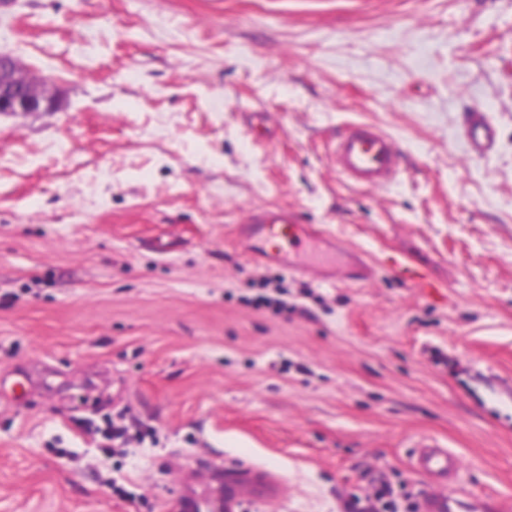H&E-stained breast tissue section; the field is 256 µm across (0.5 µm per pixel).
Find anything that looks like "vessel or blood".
I'll return each mask as SVG.
<instances>
[{"label": "vessel or blood", "mask_w": 512, "mask_h": 512, "mask_svg": "<svg viewBox=\"0 0 512 512\" xmlns=\"http://www.w3.org/2000/svg\"><path fill=\"white\" fill-rule=\"evenodd\" d=\"M336 173L347 184L365 189L382 188L393 183L399 173L400 151L395 140L380 128L367 123H352L337 136L332 148ZM248 237L261 242L258 252L266 261L290 266L292 253L304 250L307 241L320 239L330 249L336 239L317 235L311 225L301 223L288 209L254 208L244 221ZM346 281H371L376 267L356 248H348ZM400 278L427 296L438 295L440 285L426 268L399 259L394 263ZM413 457L415 471L430 478L435 486L420 503V512H512V500L487 501L470 498L457 491L463 471L458 453L433 439H422ZM210 480L199 491L184 496L181 512H243L251 502H271L281 495L277 480L260 468L234 469L223 459L211 461Z\"/></svg>", "instance_id": "1"}]
</instances>
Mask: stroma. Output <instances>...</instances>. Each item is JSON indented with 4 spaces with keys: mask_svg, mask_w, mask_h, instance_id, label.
<instances>
[{
    "mask_svg": "<svg viewBox=\"0 0 512 512\" xmlns=\"http://www.w3.org/2000/svg\"><path fill=\"white\" fill-rule=\"evenodd\" d=\"M1 49L61 107L0 115V512H176L217 456L279 475L263 512L379 479L410 512L422 437L512 498V0H8ZM354 122L398 144L388 187L333 168ZM255 206L374 279L322 281L315 243L302 275L253 261ZM267 278L287 312L255 307ZM112 423L134 439L108 455ZM470 134L471 143L479 152L493 139V130L479 113H475L472 117ZM344 248L348 254V261L345 265L339 267L344 274L345 281L353 283L371 281L376 271L374 261L372 259L367 260L364 254L356 248ZM393 266L405 283L414 288H420L427 296L434 297L438 295L440 288H444L422 266L411 264L403 259L394 260Z\"/></svg>",
    "mask_w": 512,
    "mask_h": 512,
    "instance_id": "1",
    "label": "stroma"
}]
</instances>
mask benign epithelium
Instances as JSON below:
<instances>
[{"label":"benign epithelium","instance_id":"7a95c632","mask_svg":"<svg viewBox=\"0 0 512 512\" xmlns=\"http://www.w3.org/2000/svg\"><path fill=\"white\" fill-rule=\"evenodd\" d=\"M58 100L46 81L24 71L18 59L0 52V114L54 112Z\"/></svg>","mask_w":512,"mask_h":512}]
</instances>
